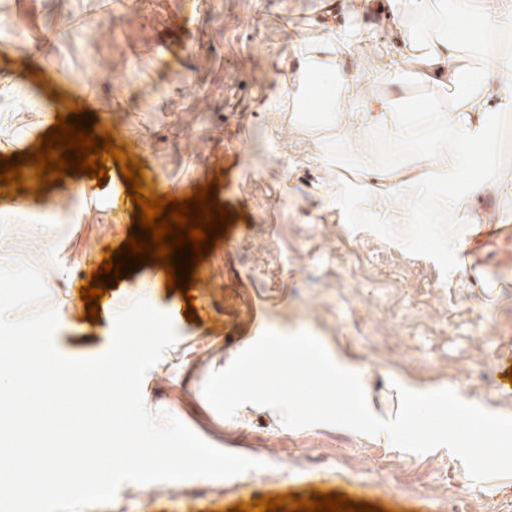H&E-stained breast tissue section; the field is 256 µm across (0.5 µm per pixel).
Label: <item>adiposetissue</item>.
I'll return each instance as SVG.
<instances>
[{
  "label": "adipose tissue",
  "instance_id": "adipose-tissue-1",
  "mask_svg": "<svg viewBox=\"0 0 512 512\" xmlns=\"http://www.w3.org/2000/svg\"><path fill=\"white\" fill-rule=\"evenodd\" d=\"M364 4L393 17L417 13L437 26L436 34L429 37L400 35L399 50L384 59L389 71L409 73L451 89L463 84L468 87L467 97L456 112L426 113L422 128L429 131L430 137L428 149L418 163L390 171L366 166L367 197H387L407 184L427 190L439 178L462 188L461 193L449 195V210H462L467 224L486 223L484 212L476 205L478 199L489 193L512 199L511 182L493 184L471 174L474 155L484 150L488 139L490 116L512 110V82L505 79L502 70L485 65L486 59L498 52L494 31L512 24V0H459V11L480 22L476 32L462 35L448 31V0H364ZM363 35V30L336 24L329 26L323 46L299 50L286 104H293L302 95L310 73L328 72L335 48ZM374 128L385 129L398 139L406 134L392 103L371 97L363 101L361 110L350 112L349 122L340 132L348 143L354 144Z\"/></svg>",
  "mask_w": 512,
  "mask_h": 512
}]
</instances>
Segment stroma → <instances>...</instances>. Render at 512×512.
I'll return each mask as SVG.
<instances>
[{
	"label": "stroma",
	"instance_id": "35a3bbf8",
	"mask_svg": "<svg viewBox=\"0 0 512 512\" xmlns=\"http://www.w3.org/2000/svg\"><path fill=\"white\" fill-rule=\"evenodd\" d=\"M185 8L196 12L189 40L155 56L153 46L167 40ZM1 12L16 27L4 59L9 72L0 78V141L12 143L18 155L36 149L46 133L40 116L52 109L48 91L89 88L103 109L111 106L118 79L130 122L118 130L111 119L100 121L114 145L154 166L182 194L216 181L219 204L235 217L200 266H192L184 249L172 256L180 282L194 271L223 284V314L216 319L198 306L185 314V300L168 288L164 267L120 255L133 216L114 220L102 203L113 188L126 186L117 164L109 165L102 185L71 172L45 187L30 178L19 190L0 184V213L48 210L63 219L48 254L25 225L0 223V255L41 267L49 305L77 295L72 282L84 255L99 263L106 249L117 251L120 279L108 282L98 320L80 303L72 313L76 330L56 328L54 345L62 355L88 359L107 350L117 312L145 298L170 316L178 336L144 377L147 408L193 425L218 448L245 437L264 463L223 479L127 483L112 501L84 512H227L245 482L264 490L339 477L368 484L365 503L375 508L396 512L405 497L423 495L433 512H512V476L473 481L447 449L419 454L383 434L331 425L288 428L275 410L255 405L225 418L203 396L209 376L237 355L227 337L307 332L360 375L380 417L396 415L401 387L449 388L466 402L512 416V395L499 392L495 366L501 354H512V267L501 266L497 250L486 248L481 257L495 282L474 287L448 256V230L464 224L456 215L417 225L406 243L368 224L331 222L318 188L358 197L364 160L335 126L289 120L281 106L295 53L323 40L331 15L370 39L339 48L338 68L349 79L334 91L320 88L313 108L335 94L351 102L367 95L413 102L415 124L420 107L454 111L455 95L392 74L383 63L398 47L397 27L413 28L417 17L365 11L359 0H0ZM46 54L51 65L32 76L31 66ZM493 128L496 138L477 170L512 182V111L495 114ZM135 139L143 149H132ZM426 149L422 136L394 139L378 131L371 161L389 168L415 161ZM232 178L239 182L235 194L226 189ZM81 185L88 199L76 196ZM77 207L81 222H66ZM485 358L491 361L486 368L480 365Z\"/></svg>",
	"mask_w": 512,
	"mask_h": 512
}]
</instances>
